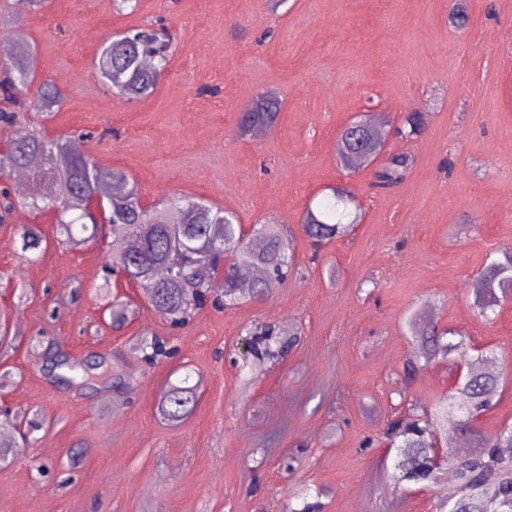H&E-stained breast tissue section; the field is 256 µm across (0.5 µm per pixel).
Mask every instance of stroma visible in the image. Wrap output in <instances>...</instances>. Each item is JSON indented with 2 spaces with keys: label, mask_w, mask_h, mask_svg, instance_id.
I'll list each match as a JSON object with an SVG mask.
<instances>
[{
  "label": "stroma",
  "mask_w": 512,
  "mask_h": 512,
  "mask_svg": "<svg viewBox=\"0 0 512 512\" xmlns=\"http://www.w3.org/2000/svg\"><path fill=\"white\" fill-rule=\"evenodd\" d=\"M46 0L17 19L0 0V39L24 34L36 57L34 84L64 93L51 114L0 128V140L41 131L95 133L96 166L126 171L154 203L172 193L233 211L241 224L273 222L295 237V268L263 301L201 309L172 330L139 288L114 296L134 315L120 330L103 319L95 286L104 239L59 246L52 213L13 212L0 223V310L16 335L0 349V407L37 412L44 430L0 466V512H282L309 487L322 512H435L447 478L396 486L384 436L406 401L426 403L454 383L456 365L491 349L502 370L476 422L512 425V288L489 264L512 252V0ZM163 23L170 66L147 98L128 102L102 84L94 64L113 33ZM282 101L276 127L241 138L237 118L256 95ZM399 121L416 111L424 132L389 151L410 165L394 188L374 187L372 167H340L338 131L358 113ZM331 186H345L362 220L314 252L300 224ZM39 225L47 247L20 258L16 228ZM490 286L493 322L475 306ZM27 299L16 304L14 292ZM416 316L469 345L461 361L437 359L407 376L404 321ZM298 328L284 358L243 359L251 325ZM168 338L174 356L139 363L132 342ZM63 348L103 354L120 389L54 384L46 356ZM200 382L195 413L178 426L155 413L171 374Z\"/></svg>",
  "instance_id": "35a3bbf8"
}]
</instances>
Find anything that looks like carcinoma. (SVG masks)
<instances>
[{
    "label": "carcinoma",
    "mask_w": 512,
    "mask_h": 512,
    "mask_svg": "<svg viewBox=\"0 0 512 512\" xmlns=\"http://www.w3.org/2000/svg\"><path fill=\"white\" fill-rule=\"evenodd\" d=\"M170 37L159 38L152 27L112 34L101 48L95 69L101 82L119 96L135 101L151 95L160 76L170 65ZM34 75L33 53L26 37L16 34L0 48V98L12 105L0 109V125L12 127L25 115L27 106L51 112L64 98L55 84L45 82L36 100L27 103V89ZM282 101L272 92L256 96L240 113L237 133L243 137L257 129L276 126ZM423 133L421 115L406 112L395 134L416 139ZM383 132L368 115L345 125L337 134L334 151L344 169L357 167L379 152ZM90 134L49 137L33 132L22 138L6 140L0 149V177L33 169V162L49 161L51 170L46 190L32 182L30 191L18 195L5 188L0 191V222L16 207L31 212L55 213L61 245L92 241L99 236V224L90 201L100 196L110 217L111 241L107 243L102 265L103 282L98 285L108 300L112 328H123L128 319L125 302L111 297L113 275L144 290L147 304L173 328L186 326L208 299L228 308L248 299H264L282 287L294 259V239L278 224H262L254 236L245 238L236 214L216 208L205 201L169 197L155 205H144L140 186L121 170L109 175L110 184L119 192L100 188L98 171L86 153ZM408 167L404 155H387L375 171L374 185L394 187L402 182ZM360 207L350 193L339 189L314 208L307 209L301 231L317 249L351 233L359 220ZM21 258L42 252L45 242L35 224L18 229ZM493 274L512 284V254L505 261H492ZM412 336L413 355L407 371L415 372L421 362L461 355L463 341L449 338L451 331L436 326L416 327L414 317L405 321ZM251 354L257 359L278 357L292 346L269 325L252 331ZM135 352L141 362L152 365L165 355V343L157 336L143 338ZM53 367L58 378L72 388L88 389L85 370L88 359L57 349ZM496 358L481 354L473 367L460 378L448 394L429 405L417 401L407 404L404 417L391 422L386 430L390 445L397 450L395 469L398 480L414 484L436 480L431 444L434 438L448 439L449 430L464 419L471 426V437L483 449L480 454L458 451L445 459L454 473L455 483L440 505V512H512V457H504L501 448H512V426L495 435H486L475 426L480 413L500 385ZM186 375L167 382L156 411L170 425L189 418L199 403V383Z\"/></svg>",
    "instance_id": "carcinoma-1"
}]
</instances>
